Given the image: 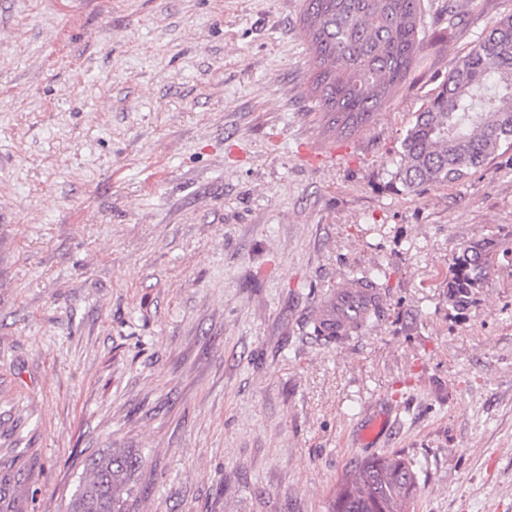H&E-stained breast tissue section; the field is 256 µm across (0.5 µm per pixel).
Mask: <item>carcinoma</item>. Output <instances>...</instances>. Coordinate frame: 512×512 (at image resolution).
<instances>
[{
  "label": "carcinoma",
  "instance_id": "carcinoma-1",
  "mask_svg": "<svg viewBox=\"0 0 512 512\" xmlns=\"http://www.w3.org/2000/svg\"><path fill=\"white\" fill-rule=\"evenodd\" d=\"M422 0H303L300 23L311 58L310 89L324 126L340 134L368 124L425 50ZM512 148V11L458 57L401 141L395 178L411 192L464 181ZM497 244L482 238L456 257L448 298L469 303L494 268ZM144 458L138 448H104L85 464L65 512H130ZM30 468L0 455V512H25ZM418 485L400 457L363 460L344 474L328 512H410Z\"/></svg>",
  "mask_w": 512,
  "mask_h": 512
}]
</instances>
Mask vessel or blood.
<instances>
[{
	"label": "vessel or blood",
	"mask_w": 512,
	"mask_h": 512,
	"mask_svg": "<svg viewBox=\"0 0 512 512\" xmlns=\"http://www.w3.org/2000/svg\"><path fill=\"white\" fill-rule=\"evenodd\" d=\"M383 304L369 280L352 278L320 301L314 318L325 334L343 338L361 332L371 312Z\"/></svg>",
	"instance_id": "obj_1"
}]
</instances>
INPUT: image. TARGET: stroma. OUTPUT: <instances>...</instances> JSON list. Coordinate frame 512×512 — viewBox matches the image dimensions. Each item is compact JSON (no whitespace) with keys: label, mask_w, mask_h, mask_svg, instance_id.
<instances>
[{"label":"stroma","mask_w":512,"mask_h":512,"mask_svg":"<svg viewBox=\"0 0 512 512\" xmlns=\"http://www.w3.org/2000/svg\"><path fill=\"white\" fill-rule=\"evenodd\" d=\"M423 0L426 49L371 123L325 133L302 0H0V454L61 512L140 449L139 512H327L397 454L414 512H512V150L404 191L401 141L512 0ZM493 273L455 307L470 241ZM384 306L326 342L319 300ZM390 423L357 444L366 419ZM498 245L486 238L467 244L456 257L447 280L448 298L458 306L468 304L494 268ZM371 283L364 278H352L330 292L314 312L319 327L328 336L322 335L312 318L313 334L339 339L361 332L371 312L384 304L382 295Z\"/></svg>","instance_id":"1"}]
</instances>
